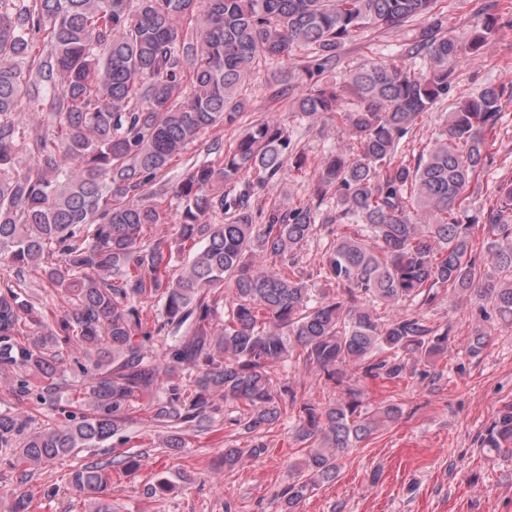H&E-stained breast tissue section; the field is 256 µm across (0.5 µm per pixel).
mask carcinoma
Returning <instances> with one entry per match:
<instances>
[{"instance_id":"cac0c4a2","label":"carcinoma","mask_w":512,"mask_h":512,"mask_svg":"<svg viewBox=\"0 0 512 512\" xmlns=\"http://www.w3.org/2000/svg\"><path fill=\"white\" fill-rule=\"evenodd\" d=\"M438 0H0V263L40 268L72 296L51 321L13 286L0 287V373L15 376L18 397L47 400L58 364L72 352L82 397L64 426L27 428L0 412V451L38 466L92 448L128 423L134 402L151 396L150 423L167 430L164 448L186 447L185 433L212 430L211 397L235 403L226 420L257 435L283 416L294 420L305 453L282 492L285 512L336 479L342 454L397 420L402 408L369 409L360 379H403L411 361L446 358L451 326L423 313L445 295L485 302L464 352L480 356L485 322L512 325V183L467 214V190L493 159L504 88L484 87L444 113L433 143L415 165L396 160L401 140L448 93V78L480 54L496 17L477 20L462 44L440 35ZM416 23L408 54L416 73L386 62L348 70L344 87L328 83L296 96L302 117L334 114L351 131L322 158L319 208L272 210L256 223L252 175L284 171L291 136L261 121L216 158L185 166L176 184L171 161L218 125L238 122L246 90L267 61L307 51L288 82L312 68L328 71L353 33ZM49 99L52 133L21 164L17 122L24 94ZM237 183L230 193L224 186ZM182 203L174 270L172 243L148 231L164 224L167 195ZM223 215L220 222L209 216ZM355 226L336 237L315 288L298 270V253L317 223ZM161 304L147 323L143 307ZM224 323L212 326L220 306ZM172 337L163 350L187 382H159L145 343ZM315 367L345 388L333 403L300 401L273 385L279 365ZM488 457L512 458V402L478 439ZM262 444L224 449V469ZM91 512H112L108 473L93 464L71 472Z\"/></svg>"}]
</instances>
